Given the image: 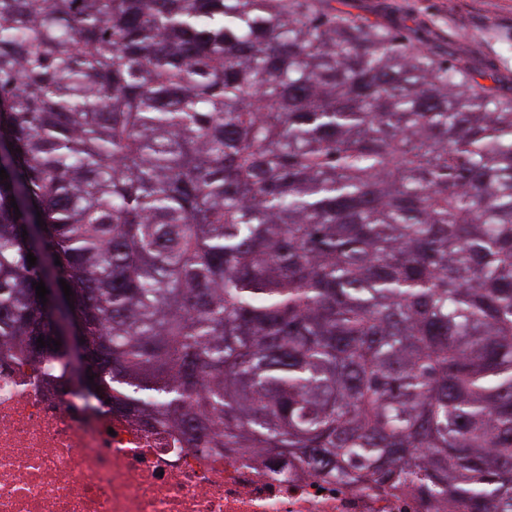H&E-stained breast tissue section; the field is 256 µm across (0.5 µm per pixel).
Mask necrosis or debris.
<instances>
[{
	"instance_id": "4bbe7bcc",
	"label": "necrosis or debris",
	"mask_w": 512,
	"mask_h": 512,
	"mask_svg": "<svg viewBox=\"0 0 512 512\" xmlns=\"http://www.w3.org/2000/svg\"><path fill=\"white\" fill-rule=\"evenodd\" d=\"M275 453L218 455L0 348V512H445Z\"/></svg>"
}]
</instances>
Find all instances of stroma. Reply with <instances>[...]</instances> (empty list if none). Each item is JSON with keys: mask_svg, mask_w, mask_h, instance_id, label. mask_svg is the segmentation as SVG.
I'll return each instance as SVG.
<instances>
[{"mask_svg": "<svg viewBox=\"0 0 512 512\" xmlns=\"http://www.w3.org/2000/svg\"><path fill=\"white\" fill-rule=\"evenodd\" d=\"M336 10L395 29L512 83V0H331Z\"/></svg>", "mask_w": 512, "mask_h": 512, "instance_id": "obj_1", "label": "stroma"}]
</instances>
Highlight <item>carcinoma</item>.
I'll return each instance as SVG.
<instances>
[{"mask_svg": "<svg viewBox=\"0 0 512 512\" xmlns=\"http://www.w3.org/2000/svg\"><path fill=\"white\" fill-rule=\"evenodd\" d=\"M482 78L323 0H0V346L76 334L63 374L217 453L512 512V87Z\"/></svg>", "mask_w": 512, "mask_h": 512, "instance_id": "cac0c4a2", "label": "carcinoma"}]
</instances>
